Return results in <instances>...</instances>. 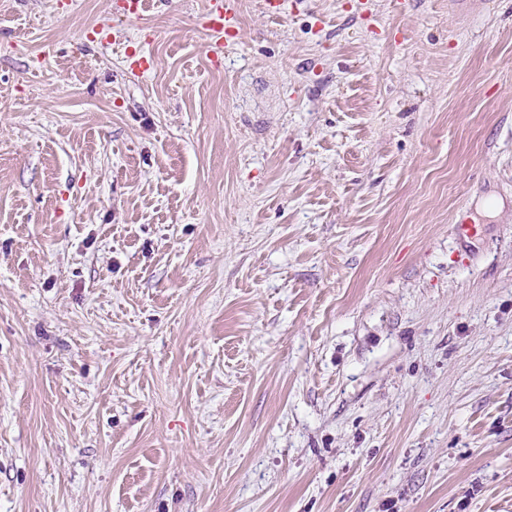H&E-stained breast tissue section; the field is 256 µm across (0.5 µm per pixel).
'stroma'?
<instances>
[{"label": "stroma", "mask_w": 512, "mask_h": 512, "mask_svg": "<svg viewBox=\"0 0 512 512\" xmlns=\"http://www.w3.org/2000/svg\"><path fill=\"white\" fill-rule=\"evenodd\" d=\"M453 2L0 0V512H512V0ZM234 5L235 0H225L224 5L215 12H209L203 23L204 28L218 33L224 31L226 39L236 38L238 31Z\"/></svg>", "instance_id": "obj_1"}]
</instances>
